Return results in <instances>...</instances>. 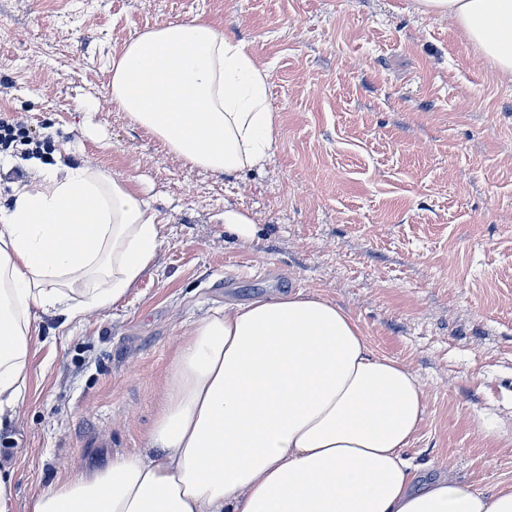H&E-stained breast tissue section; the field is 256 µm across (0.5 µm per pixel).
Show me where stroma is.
I'll return each instance as SVG.
<instances>
[{
  "instance_id": "obj_1",
  "label": "stroma",
  "mask_w": 512,
  "mask_h": 512,
  "mask_svg": "<svg viewBox=\"0 0 512 512\" xmlns=\"http://www.w3.org/2000/svg\"><path fill=\"white\" fill-rule=\"evenodd\" d=\"M198 15L268 71L275 147L229 177L112 103L125 44ZM0 117L49 136L44 165L103 169L167 221L122 301L69 324L37 313L25 399L0 425L11 512L145 448L191 322L301 289L421 378L414 463L512 484V79L448 20L416 0H0ZM228 207L252 243L225 231ZM224 228L235 235L240 242H252L255 237V224L251 217L242 211L225 208Z\"/></svg>"
}]
</instances>
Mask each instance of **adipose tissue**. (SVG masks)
Instances as JSON below:
<instances>
[{
	"label": "adipose tissue",
	"instance_id": "adipose-tissue-1",
	"mask_svg": "<svg viewBox=\"0 0 512 512\" xmlns=\"http://www.w3.org/2000/svg\"><path fill=\"white\" fill-rule=\"evenodd\" d=\"M512 78V0H417ZM267 70L208 20L142 32L112 60V102L191 166L234 175L275 143ZM0 209V419L26 387L34 310L76 318L118 303L163 239L159 212L81 164L29 166ZM426 393L405 361L376 354L357 319L315 291L263 295L193 322L147 434L154 454L58 477L27 512H512L427 475L406 450Z\"/></svg>",
	"mask_w": 512,
	"mask_h": 512
}]
</instances>
